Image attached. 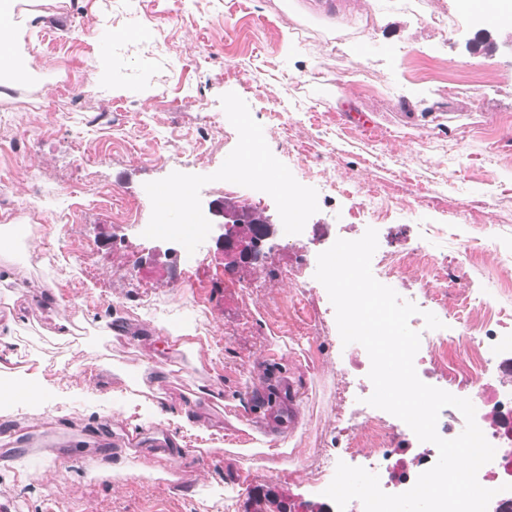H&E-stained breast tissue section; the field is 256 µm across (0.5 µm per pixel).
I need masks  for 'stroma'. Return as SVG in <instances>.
<instances>
[{
	"label": "stroma",
	"mask_w": 512,
	"mask_h": 512,
	"mask_svg": "<svg viewBox=\"0 0 512 512\" xmlns=\"http://www.w3.org/2000/svg\"><path fill=\"white\" fill-rule=\"evenodd\" d=\"M446 33L425 24L431 0H375L378 25L346 32L358 0H16L30 16L24 49L30 76L0 81V175L14 203L38 191L39 212L61 242L53 264L41 261L40 236L13 244L14 286L0 289V319H18L22 354L0 352V377L42 384L41 398L0 402L12 444L0 446V500L12 512H211L210 496L234 487L235 512H318L322 505L312 454L336 412L349 355L337 351L335 309L309 262L304 279L322 312L319 330L304 327L297 290L277 279L285 263L283 197L261 182L225 186V166L243 157L246 126L265 129L268 166L307 196L308 224L350 239L367 228L379 249L415 248L416 229L444 224L435 251L455 262L456 293L502 294L500 261L512 259V34H499L444 0ZM324 72L321 84L300 82ZM71 86L82 109L57 121L39 104ZM313 99L316 111L294 108ZM282 113L289 136L272 119ZM366 113L371 123L349 121ZM207 115L214 135L202 155L177 172L165 166L184 152ZM335 147L343 190L324 198L315 142ZM312 142L297 155L291 140ZM92 155L96 164L85 165ZM183 176L196 191L193 222L202 228L211 270L201 289L179 263L186 242L157 232L179 223L159 213L153 192ZM119 191L136 218L122 223L89 207L93 191ZM387 189L390 210L364 208ZM262 200L273 234L250 265L252 289L224 286L234 254L218 244L209 205ZM74 212L71 221L64 212ZM72 336L57 335L59 319ZM113 337L100 335V326ZM205 337L195 352L172 355L169 333ZM117 369L108 387L94 386L104 365ZM145 379L150 405L129 400ZM190 402L188 421H161L160 409ZM83 430L70 452L89 451L101 472L85 473L57 449L26 455L45 421ZM171 436L211 456L184 458L179 468L156 457ZM287 441L284 453L251 452L260 438Z\"/></svg>",
	"instance_id": "obj_1"
}]
</instances>
